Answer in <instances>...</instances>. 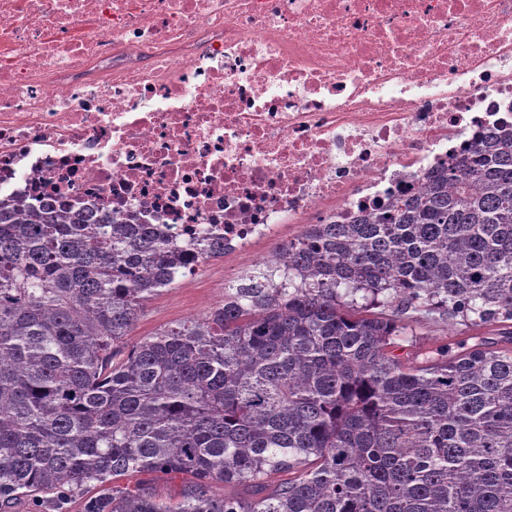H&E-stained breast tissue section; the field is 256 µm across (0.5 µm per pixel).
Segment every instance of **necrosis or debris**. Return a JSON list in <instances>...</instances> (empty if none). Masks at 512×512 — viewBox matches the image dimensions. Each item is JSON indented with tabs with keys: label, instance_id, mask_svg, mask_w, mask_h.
Listing matches in <instances>:
<instances>
[{
	"label": "necrosis or debris",
	"instance_id": "4bbe7bcc",
	"mask_svg": "<svg viewBox=\"0 0 512 512\" xmlns=\"http://www.w3.org/2000/svg\"><path fill=\"white\" fill-rule=\"evenodd\" d=\"M512 123V0H0V200L231 256Z\"/></svg>",
	"mask_w": 512,
	"mask_h": 512
}]
</instances>
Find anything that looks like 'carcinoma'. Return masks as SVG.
<instances>
[{
    "label": "carcinoma",
    "instance_id": "carcinoma-1",
    "mask_svg": "<svg viewBox=\"0 0 512 512\" xmlns=\"http://www.w3.org/2000/svg\"><path fill=\"white\" fill-rule=\"evenodd\" d=\"M426 181L132 345L202 252L0 201V512H512V127ZM409 309L476 342L402 355Z\"/></svg>",
    "mask_w": 512,
    "mask_h": 512
}]
</instances>
